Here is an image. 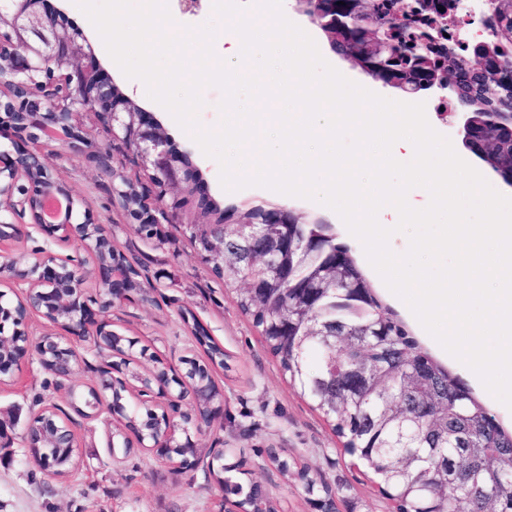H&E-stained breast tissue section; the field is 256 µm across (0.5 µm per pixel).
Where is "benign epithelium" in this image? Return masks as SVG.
<instances>
[{"mask_svg":"<svg viewBox=\"0 0 512 512\" xmlns=\"http://www.w3.org/2000/svg\"><path fill=\"white\" fill-rule=\"evenodd\" d=\"M292 7L306 15L336 47V28L345 21L336 20V8L324 0H291ZM480 11L470 10V17L480 15V22L488 41L498 36L491 22L497 0H477ZM10 19L9 30L0 26V73L26 76L37 69L51 71L50 80L32 94L16 96L0 82V112L4 113L15 133L13 151L0 150V278L23 287L22 297L16 304L3 305L4 292L0 291V331L5 330V315L12 325L8 335L19 349L0 348V376L16 375L31 356L57 361L53 378L64 383L70 378L71 364L84 360L78 343L87 342L98 355L114 353L115 339L123 340L121 359L134 358L136 341L112 330V308L121 304L135 287L126 272L128 257L112 247V232L97 224L88 214H79V201L58 180L43 151L21 148L19 143H48L51 131H62L70 150L83 156L91 166L95 157L105 151L95 147L72 121L77 112H93L112 133V139L121 141L131 149L140 165L149 172V182L132 181L139 198V206L127 209L119 187L112 186L113 201L136 224H159L174 219L185 208L183 199L194 188L196 170L186 155L172 150L160 125L120 89L100 66L83 60L92 57L91 47L83 35L70 28L62 13L42 11L41 0H8L0 8V18ZM390 22L374 19L372 43L361 44L368 52L378 44L387 43ZM461 41L435 38L431 42L437 55L452 56ZM24 48L19 52L18 48ZM98 86L94 102L83 97L88 81ZM112 154V151L105 152ZM58 200L62 209L53 219L46 214L47 203ZM30 216V225L50 241H77L87 251L101 246L97 257V278L109 293L105 303H90L85 297L84 277L80 270L67 261L42 248L34 252V261L19 266L9 253L8 243L19 239L22 223L19 219ZM290 223L286 208L263 209L255 221L248 223L249 232H239L241 241L227 240L223 222L205 226L203 259L231 264L260 263L269 270L283 269L290 254L288 239L274 232L278 224ZM33 315L54 317L65 334L56 338L35 339L28 332V321ZM123 373L122 364L107 362L98 376L95 387L97 398L90 402L92 416L109 415L123 408L116 398L112 372ZM186 372L162 370V377L153 380L151 393L158 400L160 411L138 430L142 447L151 450L160 459H168L173 418L169 411H178L186 401L184 385ZM75 434L71 425L60 428L47 417L36 414L24 433V447L39 448L50 444L54 448H73Z\"/></svg>","mask_w":512,"mask_h":512,"instance_id":"7a95c632","label":"benign epithelium"}]
</instances>
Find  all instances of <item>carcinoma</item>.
Returning <instances> with one entry per match:
<instances>
[{
    "instance_id": "carcinoma-1",
    "label": "carcinoma",
    "mask_w": 512,
    "mask_h": 512,
    "mask_svg": "<svg viewBox=\"0 0 512 512\" xmlns=\"http://www.w3.org/2000/svg\"><path fill=\"white\" fill-rule=\"evenodd\" d=\"M458 4L441 0L418 12L413 0H372L374 11L392 17L394 25L389 49L370 67L371 76L385 81H452L458 88L457 104L475 127L469 146L507 182L512 178V134L504 126L512 117V0L501 3L499 36L490 44L492 57L485 70L473 67L474 55L486 53L473 43L448 59L424 51L408 54L407 46L427 34L447 32L439 8L448 7L452 19ZM198 206L220 221L241 216L235 209L218 210L206 196ZM289 228L295 237L318 238L323 248L295 246L278 279L248 263L235 269L221 262L211 265L216 278L235 288L238 309L252 318L283 375L322 413L344 447L373 475L381 493L393 501L396 512H452L460 498L467 499L468 512H512V429L501 425L459 375L433 356L384 303L332 225ZM245 281L259 282L265 298L237 287ZM318 281L319 290L305 289ZM302 294L309 297L307 314L295 309L294 301ZM323 327L338 336L354 334L368 353L366 361L350 364L340 359L330 367L332 352L318 336ZM196 340L205 347L209 363L195 367L186 380L199 393L190 403L191 415L204 417L221 398L212 367H224V350L203 332ZM415 367L424 368L429 381L412 380L408 371ZM450 388L456 398L448 406L417 423L411 419L418 404L435 401ZM150 412L147 403L132 406L117 413L118 422L134 430ZM41 452L54 453L56 476L66 475L75 465V452L68 449L46 447ZM213 477L220 487L242 495L239 506L247 512L260 507L276 512L269 503L258 502V486L245 488L222 471Z\"/></svg>"
}]
</instances>
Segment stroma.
<instances>
[{
  "label": "stroma",
  "instance_id": "1",
  "mask_svg": "<svg viewBox=\"0 0 512 512\" xmlns=\"http://www.w3.org/2000/svg\"><path fill=\"white\" fill-rule=\"evenodd\" d=\"M45 10L63 11L70 26L88 39L95 55L113 81L137 105L150 112L165 128L171 142L189 151L209 194L220 207L241 210L255 206L286 207L296 213L334 225L340 241L354 252L358 264L379 292L409 325L435 357L453 369L488 406L503 426H512V411L495 400L464 365L452 359L422 328L408 307L395 297L368 263L363 249L332 210L308 200L252 187L225 192L218 179V163L203 154L160 105L149 99L143 85L127 79L107 53L94 27L72 0H45ZM286 16L315 40L322 56L348 79L385 91L393 100L406 101V94L371 81L350 60L335 53L324 33L306 16L286 8ZM49 161L56 176L79 199L81 210L97 223L110 225L112 242L125 255L137 256L145 276L159 278L149 297L132 292L129 301L112 312V327L147 345L166 362L181 367L183 358H203L186 318H195L225 354V368L213 371L224 394V413L209 426L192 435L200 448L201 467L177 470L141 447L113 456L107 446L108 427L102 419L75 416L78 465L65 478L49 476L32 467L24 453L21 425L38 410L36 399L45 396L68 408V388L86 392L97 381L95 367L79 365L66 386L51 389L38 358H31L10 381L0 382V419L16 414L20 425L9 447H0V512H216L221 498L219 486L205 464L224 452L234 481L262 487L278 512H317L303 482L285 477L270 460L269 451L286 456L310 476L342 487L336 500L337 512H392L369 475L354 465L343 450V442L313 404L300 395L283 375L280 365L266 348L249 316L236 306L235 293L215 278L196 248L190 244L183 225H166L168 242L144 240L125 212L112 200L109 179L89 166L82 156L69 151L64 140L52 141ZM10 246L13 258L25 264L38 248L84 259L85 270L93 265L88 253L74 242L45 240L31 226Z\"/></svg>",
  "mask_w": 512,
  "mask_h": 512
}]
</instances>
